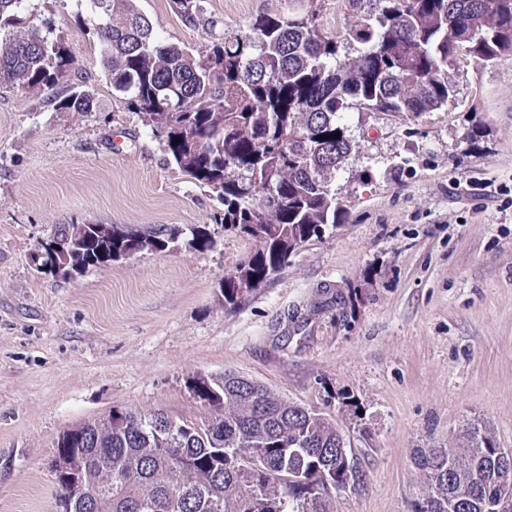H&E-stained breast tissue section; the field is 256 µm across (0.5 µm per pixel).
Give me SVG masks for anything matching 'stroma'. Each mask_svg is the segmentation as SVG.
<instances>
[{
	"instance_id": "obj_1",
	"label": "stroma",
	"mask_w": 512,
	"mask_h": 512,
	"mask_svg": "<svg viewBox=\"0 0 512 512\" xmlns=\"http://www.w3.org/2000/svg\"><path fill=\"white\" fill-rule=\"evenodd\" d=\"M136 0L159 37L191 53L262 13H314L330 34L370 0ZM75 58L52 89L0 88V512H59L51 463L67 429L114 409L197 418L202 374L233 372L338 419L363 475L332 512H413L417 449L487 422L512 449V59L459 56L448 109L396 118L353 109L361 140L336 176L346 216L235 310L222 287L252 254L220 204L190 183L115 94L86 0H29ZM89 91L88 112L55 103ZM62 224L203 226L178 245L70 276L32 253Z\"/></svg>"
}]
</instances>
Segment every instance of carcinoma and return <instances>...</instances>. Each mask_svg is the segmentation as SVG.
Here are the masks:
<instances>
[{
    "mask_svg": "<svg viewBox=\"0 0 512 512\" xmlns=\"http://www.w3.org/2000/svg\"><path fill=\"white\" fill-rule=\"evenodd\" d=\"M88 2L112 89L166 160L216 194L223 209L214 222L258 242L224 278L230 310L341 223L336 173L360 150L345 112L442 110L455 99L449 70L459 51L486 65L512 57V0H376L379 9L340 36L323 33L312 14H261L198 56L161 40L135 0ZM345 40L367 49L342 61ZM73 66L51 27L29 25L26 0H0V87L50 88ZM58 106L89 112L93 97L75 91ZM189 234L190 249L213 246L205 228ZM181 235L176 226L67 224L53 236L62 245L54 272L160 250ZM191 389L210 408L199 420L114 410L64 431L53 460L62 512H330L328 481H362L329 415L232 372L197 376ZM417 466L425 491L416 512H448L451 497L459 512H490L512 486V468L479 419L461 425L455 445L420 451ZM288 474L303 480L279 479Z\"/></svg>",
    "mask_w": 512,
    "mask_h": 512,
    "instance_id": "obj_1",
    "label": "carcinoma"
}]
</instances>
